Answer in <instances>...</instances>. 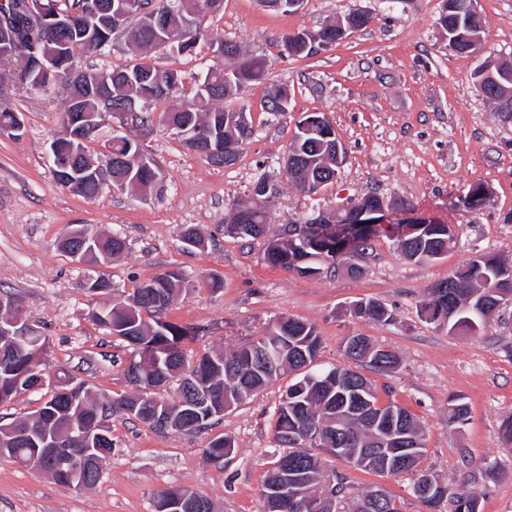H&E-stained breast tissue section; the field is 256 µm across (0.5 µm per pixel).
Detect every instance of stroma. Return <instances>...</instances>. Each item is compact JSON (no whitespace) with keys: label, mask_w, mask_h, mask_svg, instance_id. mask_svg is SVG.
<instances>
[{"label":"stroma","mask_w":512,"mask_h":512,"mask_svg":"<svg viewBox=\"0 0 512 512\" xmlns=\"http://www.w3.org/2000/svg\"><path fill=\"white\" fill-rule=\"evenodd\" d=\"M477 8L486 24V53L512 58V0H477ZM442 9L443 0H305L299 12L281 13L257 0H224L219 13L203 19V28L268 62L264 83L227 102L248 107L253 136L234 165L219 168L155 125L143 146L162 183L148 196L107 186L87 199L62 187L50 153L64 110L62 93L0 88V108L24 120L20 137L0 135V291L10 293L48 337L46 374L67 369L99 399L134 393L125 371L137 355L91 320L98 301L84 284L102 276L116 294H129L139 282L179 270L188 288L165 318L207 329L186 343L188 358L235 348L281 316L317 327L325 366L344 363L347 337H372L393 349L400 365L363 374L381 401L399 403L418 420L427 446L424 468L455 491L479 493L481 512H512V443L499 434L501 421L512 415V301L476 335L449 334L419 313L427 288L470 258L489 253L512 262V122H503L472 86L481 57L443 50L435 25ZM355 11L371 20L345 42L305 58L286 56L285 34L315 30ZM154 62L180 70L191 89L214 58L203 42L196 55L166 48ZM276 87L288 90L287 115L266 109V95ZM309 112L325 113L347 149L336 181L316 194L289 183L282 168L295 123ZM262 177L276 188L267 204L274 232L375 195L394 203L391 221L405 219L397 207L404 200L416 217L452 225L455 237L430 264L405 259L381 236L361 259L359 274L328 270L302 277L269 266L259 242L224 232L229 215L250 202ZM476 184L488 188L489 199L470 211L460 199ZM77 224L121 234L126 252L105 265L77 261L60 248ZM185 224L199 228L204 250L182 243ZM210 274L223 280L218 291L203 282ZM369 298L387 306L393 321L350 316L353 301ZM284 387L280 381L244 399L193 434L109 418L115 446L90 487H63L34 465L0 458V512H153L157 495L177 487L207 495L215 512H262L259 490L277 459L274 409ZM456 397L470 409L461 426L448 422ZM219 436L230 438L234 448L217 466L203 450ZM489 462L496 466L490 477L484 471ZM350 473L354 483L336 502V512H353L355 501L374 489L391 496L399 512H426L409 493L413 474Z\"/></svg>","instance_id":"stroma-1"}]
</instances>
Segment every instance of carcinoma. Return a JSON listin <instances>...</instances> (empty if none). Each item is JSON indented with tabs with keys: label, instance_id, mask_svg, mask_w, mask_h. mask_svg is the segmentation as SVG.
I'll use <instances>...</instances> for the list:
<instances>
[{
	"label": "carcinoma",
	"instance_id": "carcinoma-1",
	"mask_svg": "<svg viewBox=\"0 0 512 512\" xmlns=\"http://www.w3.org/2000/svg\"><path fill=\"white\" fill-rule=\"evenodd\" d=\"M103 11L119 7L124 3L128 8L127 21L134 23L130 31L135 54L122 67L112 70L106 97L112 104V111L128 99L139 96L144 85L147 70L161 76L166 94H158L144 102V109L134 117V125L145 130L153 124L156 103L179 96L184 89V78L175 69H160L153 63V49L161 42L158 30L138 10L148 5L166 16V24L173 33H178L184 21L192 20L190 30L192 45H198L203 37L200 18L210 12L213 0H96ZM471 0H456L454 11L439 16L436 24L446 35L444 48L456 55L463 54L468 37L481 34L480 21L467 7ZM19 23L16 29L22 39L32 37L31 48L39 54L55 51L65 46L70 55L81 51L94 56L110 52L112 43H102L98 38L75 34L70 30H49L30 34L22 15L15 14ZM328 23L317 30H300L287 34L283 41L298 49L303 38L319 39L323 48H328L330 35ZM215 47L228 50V57L239 59L238 65L226 72L224 65L208 67L204 78L192 91L191 98L182 104L160 113L159 119L181 140L193 139L199 144H237V150L251 137V123L245 120V108L226 109L218 103L235 96L241 87L261 83L267 76V62L262 56L242 57L239 45L224 40L214 43ZM13 58L0 52V85L11 84L30 93L38 92L33 78L12 65ZM497 74L493 62L488 61L481 71L472 73L475 91L496 104L497 112L506 122H512V110L504 112L499 104L501 89L491 78ZM52 87L65 97V111L62 115V131L56 141L70 144L69 135L73 129L68 118L77 111L96 112L100 109L97 101L88 97L89 86L78 75L64 74ZM132 136H110L111 153L87 154L99 166L112 174V187H125L148 195L159 185V174L153 159L145 153L140 143ZM285 174L288 182L308 193H316L336 180L339 168L336 158L326 147L321 132L295 131L289 144ZM256 200L252 204L235 209L227 221L226 233L232 234V225L238 223L241 214L248 217L252 232L244 238L265 239L264 260L272 266L296 271L303 277H316L323 270L337 268L341 261L337 256L354 245L357 257L362 259L370 248L374 237L384 236L393 240L401 254L415 263H431L433 257L448 251V232L438 224H421L419 229L401 239L400 227L374 230L369 224L355 226V232L348 239L336 237L331 225L322 224L320 230L305 238L284 230L280 237H267V207L270 195L253 192ZM78 237L63 238L61 249L71 255L73 250H82L79 260L91 264H106L121 255L126 241L119 235H107L86 225L73 228ZM181 240L191 242V247L202 248L205 240L193 224H185L180 231ZM95 282L107 289L104 306L92 312L95 323L127 342L137 351L138 356L149 350L157 356L160 366L152 361L139 360L127 371L128 378L135 382L145 380V392L116 399L93 397L84 382L73 377L65 378V389H81V397L73 399L68 394L52 392L49 399L38 411V417L14 419L0 423V456H7L19 463H33L64 487H90L99 480L101 463L112 454L115 444L106 426L110 416L123 417L134 414L136 419L152 415L154 410L166 412L173 420H181L191 414L206 419L209 403L228 411L247 397L266 390L280 377L288 373L293 380L281 392L275 411L273 442L280 450V457L295 463L305 475L306 489L314 496H326L323 512H333L332 501L342 498L351 487V476L333 472L327 491L319 490L323 477V465L313 452L310 431L319 426L322 448H411L413 462L422 464L426 455L423 434L415 416L406 408L391 401L381 409L388 418L389 427L378 424L370 426L366 410L378 401L377 391L372 382L352 365L362 363L379 372H391L400 365L399 356L372 340L360 337L361 345L356 348L344 347L347 363L332 368H320L316 364L322 340L314 324L281 316L274 320L262 335L235 347L230 351L207 352L194 361L188 359L183 342L195 340L200 328L183 326L162 319L163 308L155 305L158 300L169 305L175 294L186 287L187 281L179 271L158 274L134 288L125 296L112 295V282L97 278ZM512 297V264L492 255L475 257L447 278L437 281L427 289L420 301V315L428 318L431 309L439 308L443 299H448V308L455 309L448 319L450 333L474 335L480 332L496 316L494 306ZM355 317L374 322H388L393 319L392 311L375 300H359ZM39 348L20 350L7 359H0V402L9 400L20 391L35 389L34 380L43 374V360L47 349V338L38 335ZM175 384L174 395L160 399L147 392L149 388ZM469 420V406L456 399L448 414V423L462 424ZM96 423V434L84 444L73 439L75 429L82 425ZM57 441L71 459L75 472L62 473L57 470V456L45 450L44 440ZM356 469L380 475H393L385 466V458L366 455L357 463ZM449 505L450 512H475L480 495L472 492L463 494L444 485V494L436 502L425 506L433 512L441 503ZM355 512H399L396 501L379 490L366 492L358 501Z\"/></svg>",
	"mask_w": 512,
	"mask_h": 512
}]
</instances>
